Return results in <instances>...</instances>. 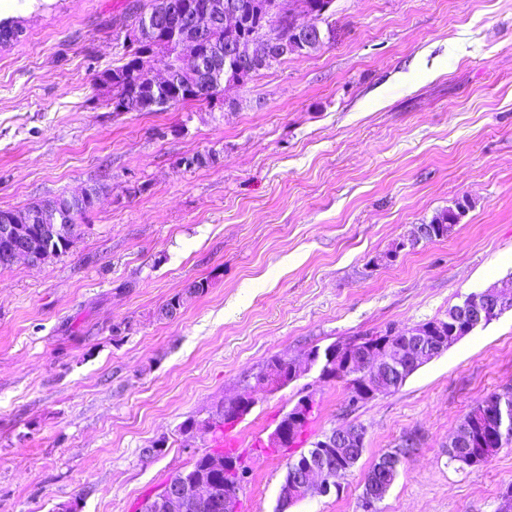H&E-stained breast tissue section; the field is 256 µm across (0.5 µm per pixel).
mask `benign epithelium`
Masks as SVG:
<instances>
[{"label": "benign epithelium", "mask_w": 512, "mask_h": 512, "mask_svg": "<svg viewBox=\"0 0 512 512\" xmlns=\"http://www.w3.org/2000/svg\"><path fill=\"white\" fill-rule=\"evenodd\" d=\"M266 16L275 25H265L248 36H229L243 28L244 15L236 0H205L197 10L172 3L164 10H157L143 21L127 29V41L142 35L160 32L171 37L179 62L175 67L159 66L155 72L142 71L143 80L151 90H166L187 77H211L216 60L224 58L229 68L224 76V99L231 100L230 92L240 87L255 70L267 67L282 57L298 54L311 44L321 45L332 37L329 29L307 14L302 0H273ZM224 25V47L209 40L211 30ZM100 195L91 186L77 195L48 197L58 215L74 223L83 211L84 201ZM46 215L27 209L0 211V267L6 268L24 260L33 265L45 262L41 233L59 230L57 224H44ZM435 224H417L410 236L399 241L393 249L378 257L375 264L392 261L402 250H413L422 243L436 240ZM512 308V291L488 288L474 297L451 307L441 319L431 324H417L402 332L391 348L375 349L370 338L355 337L338 342L327 349V360L334 362L333 369L323 377L336 381L349 380L359 387L363 401L393 392L400 387L402 371L420 368L468 335L475 327L486 325ZM318 364L316 355L305 352L302 359L278 361L262 369L254 377L256 390H276L295 381L299 373ZM311 400L298 401L280 420L267 443L278 446L287 442L304 419ZM253 408L250 398L237 396L219 407L231 419L244 418ZM474 418H463L448 442L454 450L455 461L464 467H477L479 463L465 456L460 449L466 447V435ZM366 430L360 424H349L332 429L318 440L306 462L291 468V476L280 485L278 508L300 502L316 494H326L339 488L340 475L351 468L352 450L364 445ZM416 445V436H405L397 447L387 451L378 467L397 469ZM361 497L363 512H372L375 504L386 495V488L376 479L364 482ZM210 502L224 506V512H237L238 491L231 483L220 484L191 470L174 474L149 501V512H191L197 506Z\"/></svg>", "instance_id": "obj_1"}]
</instances>
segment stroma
<instances>
[{
	"label": "stroma",
	"mask_w": 512,
	"mask_h": 512,
	"mask_svg": "<svg viewBox=\"0 0 512 512\" xmlns=\"http://www.w3.org/2000/svg\"><path fill=\"white\" fill-rule=\"evenodd\" d=\"M128 3L0 0L21 29L0 45V210L106 187L66 253L0 268V512H139L211 449L206 422L238 395L255 402L233 430L239 512H275L300 451L256 445L306 395L310 441L356 423L365 450L339 489L287 512H361L365 473L409 433L379 512H498L512 444L459 470L448 441L512 384V309L352 412L316 366L272 392L247 381L273 356L512 290V0H335L331 42L251 77L235 107L115 117L94 78L122 57ZM463 197L447 239L378 264Z\"/></svg>",
	"instance_id": "1"
}]
</instances>
